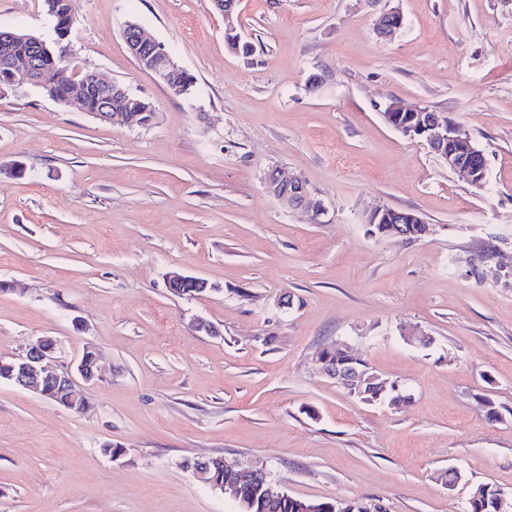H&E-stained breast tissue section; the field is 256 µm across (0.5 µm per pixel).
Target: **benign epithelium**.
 <instances>
[{
  "instance_id": "obj_1",
  "label": "benign epithelium",
  "mask_w": 512,
  "mask_h": 512,
  "mask_svg": "<svg viewBox=\"0 0 512 512\" xmlns=\"http://www.w3.org/2000/svg\"><path fill=\"white\" fill-rule=\"evenodd\" d=\"M215 9L224 15L225 27L232 28L233 15L236 13L239 0H212ZM403 25V16L391 9L379 15L375 24L376 34L388 37ZM123 37L130 54L139 67L153 72L174 93L181 91L176 76L184 71L165 46L148 37L140 25L128 23L123 30ZM152 46L150 55L140 54L143 46ZM43 71L39 62L35 61L29 71L14 76L9 84L32 83L38 87L46 86L39 77ZM72 87L64 99L69 106L80 105L81 85L86 82L100 85L114 96L124 95L127 89L118 83L103 80L96 72L88 71L82 78L70 77ZM382 117L391 128L403 135L419 139L448 164V169L459 174L471 186L482 189L486 184L487 160L483 149L471 141L468 134L440 112L427 107H406L399 102L389 103L383 110ZM267 192L282 204L291 208H301L318 219L325 212L323 203L311 196L305 181L299 176L283 178L277 170L270 171L265 178ZM365 224L373 229L371 235L383 238H401L412 240L429 234L427 223L412 210H395L386 206H375L365 215ZM168 290L180 295L189 287L208 290V283L200 278L171 273L167 278ZM56 342L49 337H39L25 351L12 357L7 364V378L16 386L31 390L42 396L63 395L68 401L69 411L83 412L88 406L85 394L78 389L75 376L68 372H59L51 363L55 352ZM324 374L336 380L350 392L369 381L388 391L387 382L377 374H366L363 368H355L346 374H339L329 359L319 358ZM208 460L197 459L188 464L186 469L191 471L198 481H203L211 488L220 491L224 497L232 500L237 506V512H256L260 508L266 512L270 508L290 504L295 512H345L334 501L294 498L288 495L281 483L273 480L270 473L263 467L252 465L233 468L224 466V481L203 480L207 474ZM483 500L485 509L489 512L503 510V495L490 485L479 487L471 500Z\"/></svg>"
}]
</instances>
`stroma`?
I'll return each mask as SVG.
<instances>
[{
  "instance_id": "stroma-1",
  "label": "stroma",
  "mask_w": 512,
  "mask_h": 512,
  "mask_svg": "<svg viewBox=\"0 0 512 512\" xmlns=\"http://www.w3.org/2000/svg\"><path fill=\"white\" fill-rule=\"evenodd\" d=\"M392 7L404 27L379 38ZM75 11L70 65L155 118L114 126L28 83L0 95V358L41 336L62 369L103 354L81 414L0 380V512H236L182 466L216 456L291 496L383 512H465L483 484L512 503V0H240L248 57L212 0ZM131 21L195 76L190 96L138 66ZM0 28L56 39L43 0H0ZM393 101L459 124L485 187L387 126ZM272 169L325 214L284 208ZM377 205L416 211L430 235L371 236ZM173 271L212 289L173 295ZM416 327L429 346L407 343ZM334 344L405 403L325 376Z\"/></svg>"
}]
</instances>
